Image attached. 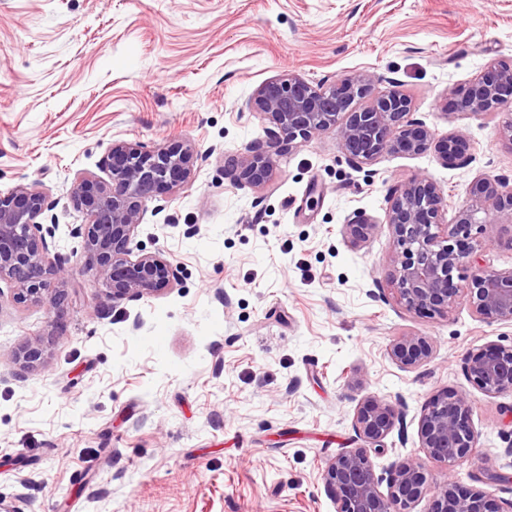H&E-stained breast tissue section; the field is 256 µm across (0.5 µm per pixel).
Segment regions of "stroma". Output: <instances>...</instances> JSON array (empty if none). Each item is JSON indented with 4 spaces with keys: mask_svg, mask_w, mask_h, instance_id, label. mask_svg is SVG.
Returning <instances> with one entry per match:
<instances>
[{
    "mask_svg": "<svg viewBox=\"0 0 512 512\" xmlns=\"http://www.w3.org/2000/svg\"><path fill=\"white\" fill-rule=\"evenodd\" d=\"M491 63L512 65V0H0V190L45 192L70 294L52 314L0 282V499L12 512H336L321 473L361 446L363 400L405 404L374 458L384 476L421 455V409L448 388L469 392L478 434L460 485L512 501V394L485 396L464 372L470 351L511 343L512 324L378 295L396 185L423 174L458 205L477 176L512 183L499 119L440 107ZM364 71L394 81L436 136L473 140L474 161L356 167L332 132L277 146L249 105L285 74ZM115 141L197 152L187 185L145 202L134 239L177 282L119 304L97 295L67 196ZM255 147L274 156L271 180L234 184L225 160ZM360 216L380 229L355 249L344 226ZM408 333L434 345L412 369L387 355ZM34 340L44 355L28 367L17 355Z\"/></svg>",
    "mask_w": 512,
    "mask_h": 512,
    "instance_id": "stroma-1",
    "label": "stroma"
}]
</instances>
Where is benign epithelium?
Instances as JSON below:
<instances>
[{"label": "benign epithelium", "instance_id": "7a95c632", "mask_svg": "<svg viewBox=\"0 0 512 512\" xmlns=\"http://www.w3.org/2000/svg\"><path fill=\"white\" fill-rule=\"evenodd\" d=\"M383 78L363 72L335 82L312 85L287 75L264 82L251 101L276 128V138L288 148L332 130L339 147L355 166L369 165L385 154L415 155L433 149L449 166L465 167L474 154L473 143L463 134L438 138L420 121L409 118L410 99L389 88L374 93ZM369 99L361 109L358 99ZM512 104V67L491 63L466 85L448 92L443 108L450 115L495 117ZM194 150L175 145L157 150L129 142L112 144L103 157L108 179L78 173L70 182L68 197L89 218L73 229L92 257V275L100 296L117 304L139 300L168 287L178 269L160 253L133 254L132 243L141 221L142 203L164 188L187 183ZM233 181L260 186L273 172L272 156L253 151L228 163ZM448 200L437 184L422 175L402 183L392 194L387 226L396 243L388 260L391 295L407 310L448 315L463 302L485 321L512 323V268L482 264L481 252L495 242L498 229H512V187L485 175L470 185L468 198L455 208L452 222L443 219ZM48 210L44 192L18 185L0 191V281L11 285L20 303L45 304L55 311L65 299V289L50 288V279L64 283L66 265L48 261L43 220ZM379 225L357 219L346 225L349 242L360 246L373 237ZM471 269L468 278L454 276ZM433 354L425 336L405 334L388 348L392 361L417 367ZM40 342L27 344L19 359L33 364L42 359ZM471 385L488 397L512 393V344L490 341L469 352L464 362ZM402 415L400 404L371 396L357 408L354 427L365 446L337 455L322 470L336 512H411L427 492L433 493L431 512H505L483 490L464 489L452 475L454 467L476 448L471 399L463 391L442 389L425 404L418 422L420 448L427 459L442 463L443 481L430 484L423 459L408 457L395 462L387 477L376 474L371 454L385 453L383 440ZM387 492H382V482Z\"/></svg>", "mask_w": 512, "mask_h": 512}]
</instances>
